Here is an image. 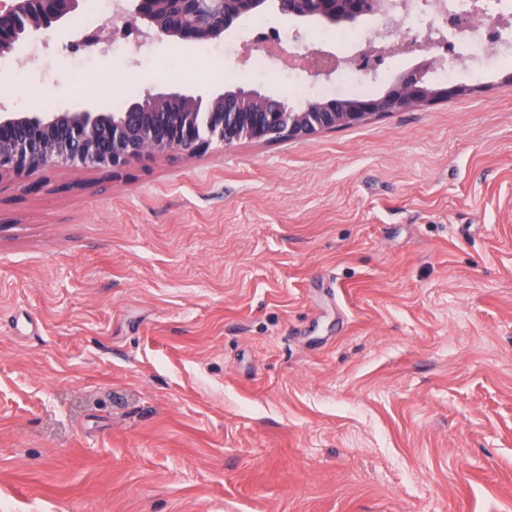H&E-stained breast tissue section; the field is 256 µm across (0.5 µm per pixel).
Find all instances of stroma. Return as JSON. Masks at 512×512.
Segmentation results:
<instances>
[{
    "instance_id": "stroma-1",
    "label": "stroma",
    "mask_w": 512,
    "mask_h": 512,
    "mask_svg": "<svg viewBox=\"0 0 512 512\" xmlns=\"http://www.w3.org/2000/svg\"><path fill=\"white\" fill-rule=\"evenodd\" d=\"M258 19L292 54L335 30L43 36L26 76L0 54V113L342 95L253 75ZM472 67V97L304 141L0 176V505L512 512V65Z\"/></svg>"
}]
</instances>
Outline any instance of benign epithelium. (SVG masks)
Returning a JSON list of instances; mask_svg holds the SVG:
<instances>
[{
  "mask_svg": "<svg viewBox=\"0 0 512 512\" xmlns=\"http://www.w3.org/2000/svg\"><path fill=\"white\" fill-rule=\"evenodd\" d=\"M82 0H0V52L20 39H31L55 31L70 17ZM171 0H122L119 16L130 23L146 25L144 35L177 38L183 42L216 39L228 31L247 11L261 10L267 0H241L248 10L227 12L225 0H179L187 6L183 25L164 24ZM309 4L306 14L347 17L357 15L356 0H298ZM403 0H368L367 11L393 16L403 11ZM423 50L390 37L356 55V62L370 72L388 57ZM341 60L325 51L310 57L309 76L328 77ZM437 66L431 55L402 74L396 92H387L363 102L355 112L319 106V120L304 126L294 121L311 112L314 102L294 108L285 100L254 90L238 88L205 101L200 96L180 93L157 94L134 103L124 112H28L0 114V175L23 176L46 167L67 166L109 169L115 173L144 157L175 153L193 155L217 142L231 146L243 140L268 143L274 139H310L338 126L353 127L396 111L421 108L436 101L467 97L478 92L468 84L430 89L424 76ZM162 108L164 124L157 133L145 130L147 122Z\"/></svg>",
  "mask_w": 512,
  "mask_h": 512,
  "instance_id": "benign-epithelium-1",
  "label": "benign epithelium"
}]
</instances>
